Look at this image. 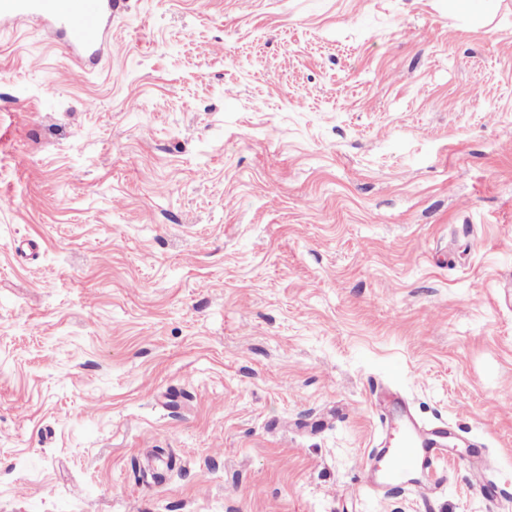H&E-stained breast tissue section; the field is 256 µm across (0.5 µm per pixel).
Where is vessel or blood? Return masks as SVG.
Returning a JSON list of instances; mask_svg holds the SVG:
<instances>
[{
    "label": "vessel or blood",
    "instance_id": "1",
    "mask_svg": "<svg viewBox=\"0 0 512 512\" xmlns=\"http://www.w3.org/2000/svg\"><path fill=\"white\" fill-rule=\"evenodd\" d=\"M115 6V0H0V29L40 22L51 36L61 38L81 71L88 60L102 58ZM380 424L383 438L368 463L374 475L370 489L414 492L418 512H434L435 473L448 444V421L440 418L423 427L409 415H384Z\"/></svg>",
    "mask_w": 512,
    "mask_h": 512
}]
</instances>
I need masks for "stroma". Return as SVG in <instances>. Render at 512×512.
I'll list each match as a JSON object with an SVG mask.
<instances>
[{"instance_id":"35a3bbf8","label":"stroma","mask_w":512,"mask_h":512,"mask_svg":"<svg viewBox=\"0 0 512 512\" xmlns=\"http://www.w3.org/2000/svg\"><path fill=\"white\" fill-rule=\"evenodd\" d=\"M512 512V0H120L0 31V512H417L371 384ZM112 0H0V29L39 21L51 36L61 37L78 71L88 60L99 61L108 43Z\"/></svg>"}]
</instances>
